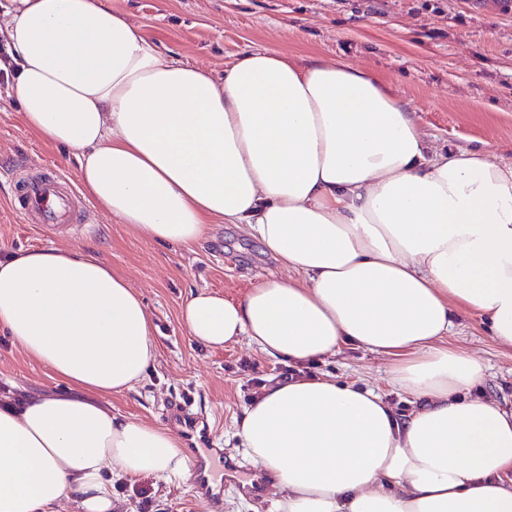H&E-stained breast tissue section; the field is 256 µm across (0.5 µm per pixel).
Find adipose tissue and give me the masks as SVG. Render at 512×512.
<instances>
[{"instance_id": "obj_1", "label": "adipose tissue", "mask_w": 512, "mask_h": 512, "mask_svg": "<svg viewBox=\"0 0 512 512\" xmlns=\"http://www.w3.org/2000/svg\"><path fill=\"white\" fill-rule=\"evenodd\" d=\"M0 35L8 98L105 214L184 246L232 224L277 262L240 297L191 292L196 342L295 363L356 347L412 396L400 415L326 376L263 387L235 426L275 512H512V403L469 397L485 363L448 343L470 313L512 348V164L437 147L345 63L165 57L108 0H7ZM0 329L66 386L0 395V512H115L114 477L185 470L177 434L106 403L157 345L94 253H0Z\"/></svg>"}]
</instances>
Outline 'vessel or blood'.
<instances>
[{"mask_svg":"<svg viewBox=\"0 0 512 512\" xmlns=\"http://www.w3.org/2000/svg\"><path fill=\"white\" fill-rule=\"evenodd\" d=\"M0 176L14 181L12 208L29 224L57 225L87 223L88 208L72 179L64 173L4 169ZM214 449H193L196 492L207 512H223L222 492L210 483Z\"/></svg>","mask_w":512,"mask_h":512,"instance_id":"obj_1","label":"vessel or blood"}]
</instances>
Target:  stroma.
I'll return each instance as SVG.
<instances>
[{
	"mask_svg": "<svg viewBox=\"0 0 512 512\" xmlns=\"http://www.w3.org/2000/svg\"><path fill=\"white\" fill-rule=\"evenodd\" d=\"M161 54L223 69L251 45L270 46L302 67L338 61L377 80L413 111L436 145L449 150L494 149L512 162V12L495 0H111ZM0 73V164L76 174L74 159L24 125L7 100ZM9 182L0 180V252L29 248L92 249L123 274L141 295L152 320L157 357L133 391L111 396L113 412L167 429L171 403L190 401L208 426L204 445L220 448L243 468L252 462L237 450L235 421L257 392V383L279 381L285 362L246 344L209 350L196 344L179 320L190 292L208 289L236 296L249 278L277 271L262 246L232 224L213 225L201 243L184 247L154 243L90 205L91 224L45 228L24 223L8 206ZM450 345L487 365L473 394L512 400V349L500 347L478 317L461 318ZM311 373L380 390L402 413L409 395L390 385L388 363L346 347L315 361ZM0 380L29 391L60 383L51 370L17 349L0 330ZM122 512H204L189 474L170 480L142 477L115 483Z\"/></svg>",
	"mask_w": 512,
	"mask_h": 512,
	"instance_id": "stroma-1",
	"label": "stroma"
}]
</instances>
